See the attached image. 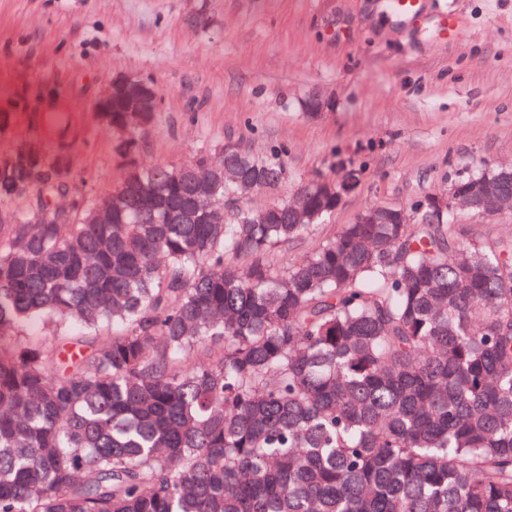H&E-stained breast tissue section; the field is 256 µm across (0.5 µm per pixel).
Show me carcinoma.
I'll use <instances>...</instances> for the list:
<instances>
[{
    "mask_svg": "<svg viewBox=\"0 0 512 512\" xmlns=\"http://www.w3.org/2000/svg\"><path fill=\"white\" fill-rule=\"evenodd\" d=\"M44 123L50 175L16 168L34 140L0 165V512H512V239L383 203L288 263L336 211L312 194L301 224L280 201L166 224L133 197L91 224L81 196L55 224L77 133ZM100 123L136 166L137 116ZM216 166L218 207L288 182L284 148L218 140L192 170ZM137 177L169 203L191 180Z\"/></svg>",
    "mask_w": 512,
    "mask_h": 512,
    "instance_id": "carcinoma-1",
    "label": "carcinoma"
}]
</instances>
